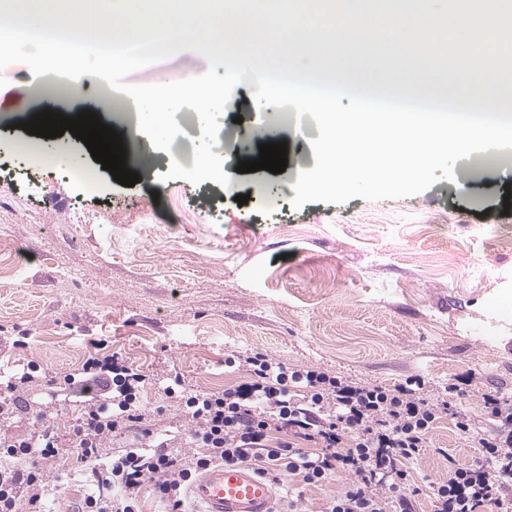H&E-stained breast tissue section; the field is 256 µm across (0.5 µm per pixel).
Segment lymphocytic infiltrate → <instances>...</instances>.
I'll return each instance as SVG.
<instances>
[{
    "mask_svg": "<svg viewBox=\"0 0 512 512\" xmlns=\"http://www.w3.org/2000/svg\"><path fill=\"white\" fill-rule=\"evenodd\" d=\"M240 363L250 382L221 393L187 392L177 377L166 386V396L177 400L191 421L185 433L155 428L141 400L145 375L117 356L89 357L81 375H64L59 395L81 400L84 409L71 431L77 460H110L106 470L95 473L98 490L83 498L77 512H141L140 491L147 484L171 512H182L190 482L217 462L255 466L272 481L293 475L308 487L346 475L347 486L326 512H418L420 489L412 466L434 425L451 413L454 399L475 378L466 373L444 393L428 396L418 375L386 388L320 369L291 368L261 352ZM482 403L493 429L477 436V460L449 461L447 479L430 485L433 512H512V399L489 391ZM454 416L460 432L474 434L467 414ZM117 434L131 442L112 456L105 443ZM185 437L199 452L174 451ZM57 455V439L48 432L1 442L0 458L14 465L0 470V512H19L23 505L42 512L44 467Z\"/></svg>",
    "mask_w": 512,
    "mask_h": 512,
    "instance_id": "lymphocytic-infiltrate-1",
    "label": "lymphocytic infiltrate"
}]
</instances>
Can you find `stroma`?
<instances>
[{
  "label": "stroma",
  "mask_w": 512,
  "mask_h": 512,
  "mask_svg": "<svg viewBox=\"0 0 512 512\" xmlns=\"http://www.w3.org/2000/svg\"><path fill=\"white\" fill-rule=\"evenodd\" d=\"M188 68L200 75L209 63L185 51L124 81ZM253 91L249 82L235 87L223 130L189 126L175 139L223 145L228 190L168 178L162 150L139 183L120 185L68 132L50 160L32 161L19 124L44 100L27 94L0 105V241L20 249L17 270L0 276V373L38 368L14 392L0 438L31 433L38 419L57 434L64 452L48 472L45 512H76L95 489L68 450L80 407L43 405L50 380L94 353L119 354L153 378L143 401L160 426L188 422L161 381L178 373L190 389L221 392L246 379L227 357L254 351L366 385L390 388L419 374L432 393L475 372L456 407L484 431L482 392L512 397V244L497 240L512 230V213L499 206L512 173H487L462 191L440 173L419 180L404 166L411 144L395 155L384 136L370 160L379 184L297 195L286 188L290 168L236 170L234 118L257 114ZM75 159L86 181L67 178ZM259 181L274 188L273 200L254 195ZM239 194L247 204H237ZM478 455L444 416L412 469L415 484L446 479L449 460ZM346 482L340 474L297 497L296 478L281 476L276 506L323 512Z\"/></svg>",
  "instance_id": "stroma-1"
}]
</instances>
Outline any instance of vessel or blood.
Masks as SVG:
<instances>
[{"label": "vessel or blood", "mask_w": 512, "mask_h": 512, "mask_svg": "<svg viewBox=\"0 0 512 512\" xmlns=\"http://www.w3.org/2000/svg\"><path fill=\"white\" fill-rule=\"evenodd\" d=\"M187 496L197 512H274L276 491L248 466L217 463L193 480Z\"/></svg>", "instance_id": "obj_1"}]
</instances>
